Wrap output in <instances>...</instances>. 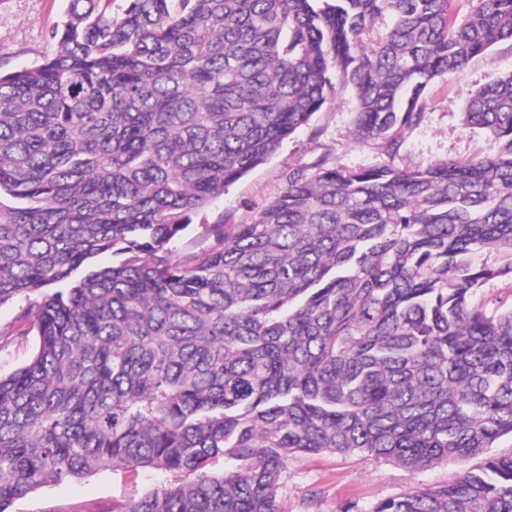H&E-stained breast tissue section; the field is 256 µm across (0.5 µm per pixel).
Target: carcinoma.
<instances>
[{
	"label": "carcinoma",
	"mask_w": 512,
	"mask_h": 512,
	"mask_svg": "<svg viewBox=\"0 0 512 512\" xmlns=\"http://www.w3.org/2000/svg\"><path fill=\"white\" fill-rule=\"evenodd\" d=\"M67 2L0 73V306L33 340L0 373V512L115 467L172 475L120 512H280L289 458L359 451L461 467L368 512H512V304L477 300L512 286V72L463 110L494 153L393 161L512 0ZM340 87L391 161L292 169L178 252Z\"/></svg>",
	"instance_id": "obj_1"
}]
</instances>
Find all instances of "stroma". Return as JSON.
I'll return each mask as SVG.
<instances>
[{
	"mask_svg": "<svg viewBox=\"0 0 512 512\" xmlns=\"http://www.w3.org/2000/svg\"><path fill=\"white\" fill-rule=\"evenodd\" d=\"M65 8V0H0V68L11 70L39 61L48 46V33ZM510 71L512 45L501 43L451 76L434 80L424 116L405 132L396 163L424 168L443 159L492 153V139L481 130L467 128L462 111L479 87ZM353 106L352 91L341 90L266 164L225 187L223 198L194 215L181 250L197 248L200 225L250 223L281 190L291 169L309 168L320 160L346 168L384 163L387 155L381 146L353 142ZM456 470V464L448 461L413 472L367 452L299 455L285 465L278 500L281 512H347L353 504L359 512H367L373 504L402 491L445 483ZM166 479V474L152 469L102 470L77 481L43 486L16 500L10 512H100L140 497Z\"/></svg>",
	"mask_w": 512,
	"mask_h": 512,
	"instance_id": "obj_1",
	"label": "stroma"
}]
</instances>
